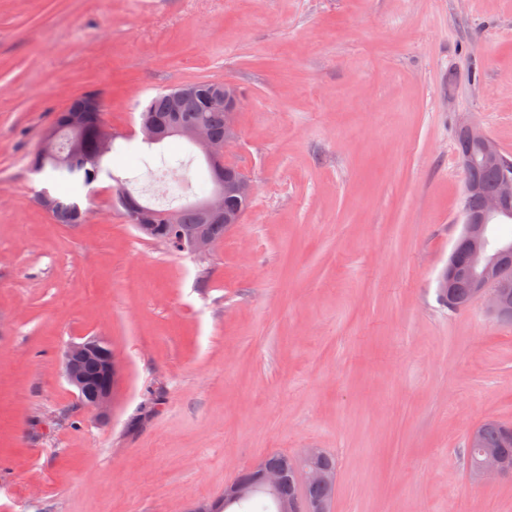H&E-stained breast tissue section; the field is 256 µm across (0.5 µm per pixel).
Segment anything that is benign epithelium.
<instances>
[{
    "label": "benign epithelium",
    "mask_w": 512,
    "mask_h": 512,
    "mask_svg": "<svg viewBox=\"0 0 512 512\" xmlns=\"http://www.w3.org/2000/svg\"><path fill=\"white\" fill-rule=\"evenodd\" d=\"M193 91L191 85L170 90L167 94L169 111L140 120L138 135L141 141L151 144L181 136L194 145L204 159L211 174L212 191L193 203L199 224L178 240L181 250L202 256L214 246L206 225L241 223L254 194V185L240 173V167L233 160L238 138L235 116L244 106L243 95L227 82L209 86L210 108L224 113V139L217 140L202 120L187 121L179 112L182 99ZM101 111L102 102L87 95L78 104H68L43 139V157L62 162L60 135L67 134L71 149L78 148L86 130L77 113ZM459 132L458 156L465 173L464 198L480 197L482 207L477 211L462 210V230L439 273L437 288L442 297L451 302L454 290L464 286L468 288L472 303L484 306L498 321L509 322L512 321V240L494 239L491 226L496 220L512 218V170L506 168L505 156L498 145L475 123L461 120ZM479 166L500 171L495 192L486 193L482 183L472 176ZM117 196L137 229L143 230L154 222L155 211L148 205L132 207L127 195L119 191ZM230 200L236 201L238 207L229 208ZM63 374L83 406L97 411L103 419L109 417L119 379V357L111 343L92 337L72 344L64 355ZM468 447L482 449L480 458L469 470L475 481L492 483L512 476V464L498 449L482 448L477 426L469 432ZM326 456L327 451L322 448H308L301 456L289 460V464L280 466L272 464L266 456L246 469L245 475L226 483L220 500L198 498L187 512H216L221 501L228 508L240 506L259 495L270 498L275 512H331L337 474L322 464ZM299 477L310 486L320 487L324 496L309 500L294 491V480Z\"/></svg>",
    "instance_id": "1"
}]
</instances>
